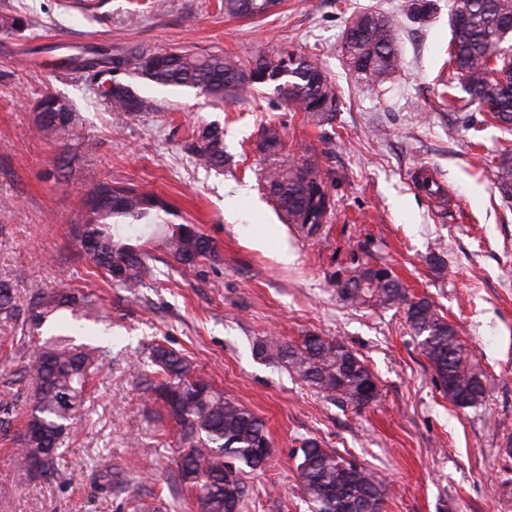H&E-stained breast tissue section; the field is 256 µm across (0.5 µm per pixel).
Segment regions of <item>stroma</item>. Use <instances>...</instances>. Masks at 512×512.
I'll list each match as a JSON object with an SVG mask.
<instances>
[{
  "label": "stroma",
  "mask_w": 512,
  "mask_h": 512,
  "mask_svg": "<svg viewBox=\"0 0 512 512\" xmlns=\"http://www.w3.org/2000/svg\"><path fill=\"white\" fill-rule=\"evenodd\" d=\"M407 2L281 0L247 19L226 15L221 0H166L160 12L152 0H0V16L27 24L0 32V279L14 293L13 314L0 313V396L17 397L20 413L30 408L25 317L41 295L93 291L98 305L86 325L107 350L57 476L28 473L0 435V512H142L146 504L194 512L173 463L175 428L158 419L148 390L147 354L158 343L265 422L272 459L242 473L240 512H308L294 455L308 438L376 472L389 488L382 512H512V200L494 175L512 133L492 120L474 130L456 124L442 96L452 0H434L423 24L403 20ZM363 11L402 19L401 66L375 90L341 51L347 22ZM101 44L245 64L288 46L318 61L337 110L327 120L282 106L271 84L215 104L125 73L153 108L115 112L72 62ZM48 93L75 110L50 141L31 132L34 106ZM208 125L224 131L218 171L186 149ZM269 125L281 139L274 156L257 148ZM311 158L334 200L312 235L283 222L262 180L272 165ZM424 170L442 197L422 188ZM102 182L156 194L171 209L168 222L194 227L214 254L185 266L156 250L152 276L128 299L72 234ZM264 225L275 233L254 248ZM283 244L294 256L287 264L275 256ZM368 264L389 267L456 327L489 378L482 405L462 409L443 397L403 310L342 299L341 283ZM309 334L337 339L365 362L378 386L371 405L329 398L253 352L264 336L292 343Z\"/></svg>",
  "instance_id": "1"
}]
</instances>
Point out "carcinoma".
<instances>
[{
    "instance_id": "cac0c4a2",
    "label": "carcinoma",
    "mask_w": 512,
    "mask_h": 512,
    "mask_svg": "<svg viewBox=\"0 0 512 512\" xmlns=\"http://www.w3.org/2000/svg\"><path fill=\"white\" fill-rule=\"evenodd\" d=\"M277 4L278 0H224V13L261 17ZM434 8L433 0H410L405 16L422 22ZM510 19L512 0H469L466 14L449 17L452 78L448 89H455L458 81L468 99L458 108L452 94L448 106L462 112V125L468 129L489 116L512 130V46L502 49L497 38ZM398 24V19L380 13L370 21L358 14L349 28L360 29L361 36H343L342 52L349 67L370 88L382 86L401 65L394 38ZM80 67L93 72L98 98L115 112L151 110L150 101L116 79V74L128 71L160 86L197 89L215 101L273 82L287 107L313 116L336 111V93L319 65L286 48L249 66L232 57L199 56L185 49L134 54L98 49ZM472 104L477 108L470 109ZM38 105L41 112L35 132L39 136L54 138L71 124L74 109L68 100L47 94ZM279 146V131L264 129L259 149L274 155ZM187 149L205 166L224 168L220 127L198 131ZM495 177L503 198L512 199V151L499 158ZM265 180L286 223L299 224L310 234L325 223L332 198L316 162L271 168ZM165 211L166 204L153 194L102 183L89 193L84 219L74 226L73 236L108 279L124 288H139L152 260L147 243L157 236L182 264L214 253L211 241L189 225L159 223ZM340 295L354 306L403 308L442 393L459 407L465 401L470 407L483 402L487 375L475 364L456 328L428 299L409 297L391 271L357 267L340 285ZM93 296L90 291L65 289L42 296L29 308L30 327L40 329L60 310L87 312L93 308ZM71 332L38 341L25 367L34 381L31 409L13 442L24 468L41 477L57 474L60 447L81 421L89 379L101 364L99 347L76 343L83 325L72 323ZM253 351L262 360L285 364L317 391L361 406L355 391L371 372L339 341L310 334L300 343L286 344L266 336L254 344ZM149 358L156 376L151 392L178 429L177 476L193 494L196 512H240L245 496L240 474L246 468H265L272 455L264 421L194 374L180 353L157 344ZM14 412L13 399L1 398L0 429L9 431ZM296 458L301 494L311 512H382L387 486L369 468L344 459L314 438L303 442Z\"/></svg>"
}]
</instances>
